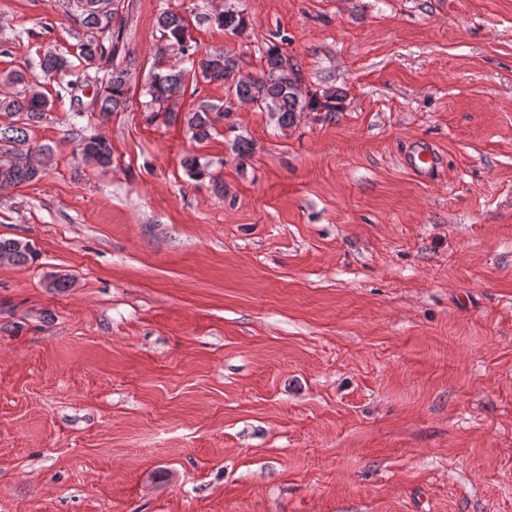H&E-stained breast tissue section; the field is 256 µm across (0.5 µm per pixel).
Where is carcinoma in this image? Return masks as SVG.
I'll return each mask as SVG.
<instances>
[{"label":"carcinoma","mask_w":512,"mask_h":512,"mask_svg":"<svg viewBox=\"0 0 512 512\" xmlns=\"http://www.w3.org/2000/svg\"><path fill=\"white\" fill-rule=\"evenodd\" d=\"M61 6L78 17L85 29L76 53L82 67L74 66L65 54L48 50L39 58L41 77L54 83L56 97L70 99L73 116L97 112L106 119L126 108L133 75L132 60L114 63L123 45L122 26L112 24L119 3L117 0H62ZM196 22L199 25L213 22L232 34H240L246 28L244 17L233 11L220 14L201 12L196 15ZM157 24L167 44L179 47L182 58L191 64V69L174 67L164 73L151 75L147 89L150 101L146 102V107L152 120L158 116L153 106H161L177 97L190 72L197 82L222 81L230 84L238 102L268 109L277 116V123L281 127L292 125L300 112L333 111L316 96L305 97L297 92L296 87L302 81L301 70L290 63L276 46L267 49L261 75L252 78L243 75L235 56L222 50H199L198 44L189 37L185 19L178 13L168 9L162 11ZM92 84L99 85V89L87 105L78 91ZM40 87V82L29 81L20 72L0 77V111L16 117L14 122L0 125L1 187L31 182L39 178L51 162L50 148L29 143L28 126L40 121L52 106V101ZM215 109L216 106L202 102L187 116L186 124L192 139L201 141L210 136L213 126L211 116ZM75 154L101 166L112 163L111 145L98 135L84 137ZM0 253L9 254L10 263L24 265L32 258L34 250L29 242L22 239L0 238Z\"/></svg>","instance_id":"obj_1"}]
</instances>
